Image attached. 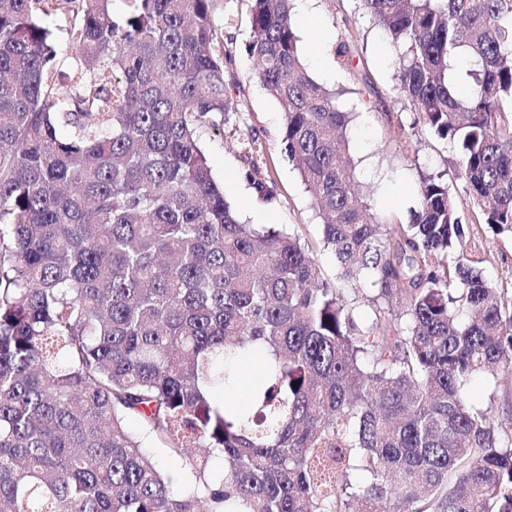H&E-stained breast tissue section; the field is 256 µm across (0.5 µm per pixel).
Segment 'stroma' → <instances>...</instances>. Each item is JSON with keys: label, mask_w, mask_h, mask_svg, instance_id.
I'll list each match as a JSON object with an SVG mask.
<instances>
[{"label": "stroma", "mask_w": 512, "mask_h": 512, "mask_svg": "<svg viewBox=\"0 0 512 512\" xmlns=\"http://www.w3.org/2000/svg\"><path fill=\"white\" fill-rule=\"evenodd\" d=\"M252 0H219L217 31L228 53L224 83L232 108L223 126L203 125L199 136L224 198L242 222L256 228L295 229L313 246L325 276L338 273L333 252L319 244L320 220L314 199L298 171L281 153L283 107L252 77L246 47L251 39ZM299 50L309 72L335 91L351 112L349 153L355 174L368 190L378 221L412 223L423 177L442 176L463 216L472 242L486 256L485 278L512 286V233L479 223L469 192L453 163L455 153L430 135L418 115L395 92L396 46L358 9L356 0H312L310 14L293 12ZM350 49V69L337 66L338 44ZM256 141L258 151L245 159L239 145ZM258 168L265 189L247 179Z\"/></svg>", "instance_id": "1"}]
</instances>
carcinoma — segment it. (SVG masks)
<instances>
[{
	"label": "carcinoma",
	"instance_id": "1",
	"mask_svg": "<svg viewBox=\"0 0 512 512\" xmlns=\"http://www.w3.org/2000/svg\"><path fill=\"white\" fill-rule=\"evenodd\" d=\"M112 2L0 0V512H512V411L463 393L512 391V287L467 254L448 184L378 223L290 0H253L252 75L285 108L327 279L297 232L239 221L200 147L231 109L218 0ZM62 7L65 55L44 24ZM358 8L483 223L512 232V0ZM465 392L470 396L476 408L492 407L494 416L512 409V395L497 389L490 377L476 378L465 388ZM143 442L144 446L147 447L145 448L146 451L154 457L158 467L162 470L171 472L177 480L176 482L180 489L183 491H190L192 489V485L183 475L180 467L172 459L165 456L158 448H156L157 446L154 445L150 439L145 438Z\"/></svg>",
	"mask_w": 512,
	"mask_h": 512
}]
</instances>
